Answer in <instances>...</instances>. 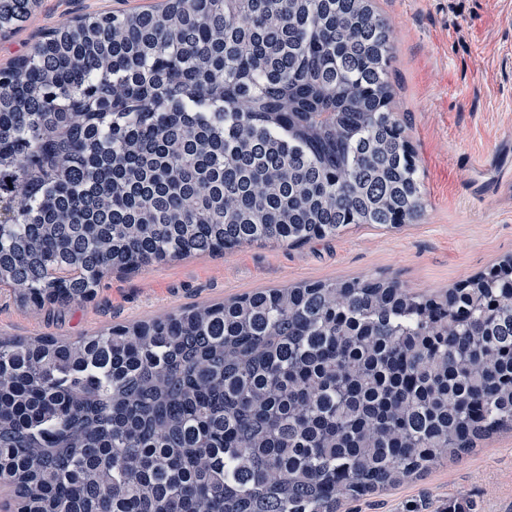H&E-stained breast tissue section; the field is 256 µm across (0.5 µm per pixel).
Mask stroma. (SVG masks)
I'll return each mask as SVG.
<instances>
[{"label": "stroma", "instance_id": "35a3bbf8", "mask_svg": "<svg viewBox=\"0 0 512 512\" xmlns=\"http://www.w3.org/2000/svg\"><path fill=\"white\" fill-rule=\"evenodd\" d=\"M157 0H39L0 67L42 34L83 16L154 8ZM392 30L394 110L417 154L419 223L352 227L301 246L243 247L155 264L105 279L94 297L53 312L17 305L0 288V335L75 339L221 301L257 288L350 278H397L416 292L453 287L512 254V0H376ZM512 512V430L478 442L395 489L338 512Z\"/></svg>", "mask_w": 512, "mask_h": 512}]
</instances>
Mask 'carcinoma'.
<instances>
[{"mask_svg": "<svg viewBox=\"0 0 512 512\" xmlns=\"http://www.w3.org/2000/svg\"><path fill=\"white\" fill-rule=\"evenodd\" d=\"M37 0L0 6V35ZM374 0H167L0 75V286L423 215ZM28 206L12 209L18 193ZM512 427V256L441 294L260 288L75 340L0 336L14 512H337Z\"/></svg>", "mask_w": 512, "mask_h": 512, "instance_id": "1", "label": "carcinoma"}]
</instances>
